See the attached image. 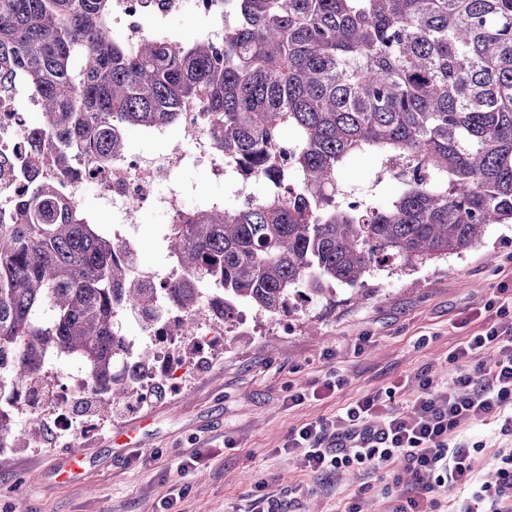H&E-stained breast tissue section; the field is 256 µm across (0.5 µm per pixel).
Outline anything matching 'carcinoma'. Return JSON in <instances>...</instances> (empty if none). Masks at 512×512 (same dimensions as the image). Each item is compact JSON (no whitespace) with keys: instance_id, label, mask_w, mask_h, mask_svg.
Returning a JSON list of instances; mask_svg holds the SVG:
<instances>
[{"instance_id":"obj_1","label":"carcinoma","mask_w":512,"mask_h":512,"mask_svg":"<svg viewBox=\"0 0 512 512\" xmlns=\"http://www.w3.org/2000/svg\"><path fill=\"white\" fill-rule=\"evenodd\" d=\"M224 42L166 35L130 46L112 0H0V92L25 79L40 100L23 185L0 223V394L35 383L49 355L80 362L106 395L138 394L114 373L112 317L169 295L182 336L201 286L230 327L240 309L289 314L377 269L461 255L512 224V0H217ZM207 112L214 143L265 189L203 207L165 230L185 277L145 288L118 243L68 195L125 151V127ZM376 160L356 192L341 176ZM397 190L385 201V178ZM11 433L28 448L34 418Z\"/></svg>"}]
</instances>
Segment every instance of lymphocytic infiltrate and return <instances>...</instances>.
I'll return each instance as SVG.
<instances>
[{
    "label": "lymphocytic infiltrate",
    "mask_w": 512,
    "mask_h": 512,
    "mask_svg": "<svg viewBox=\"0 0 512 512\" xmlns=\"http://www.w3.org/2000/svg\"><path fill=\"white\" fill-rule=\"evenodd\" d=\"M512 314L508 303L488 302L478 331L465 336L448 359L459 373L448 391L434 394L429 380L411 409L390 411L379 394L357 400L332 421H312L293 429L284 451L313 472H335L352 466H390L404 459L422 485L394 512H430L431 492L448 488L461 493L456 512H512V448L495 456L496 479L479 482L474 468L477 442L460 438L461 427L495 422L501 434H512V326L499 318ZM498 349L503 360L477 362L482 351Z\"/></svg>",
    "instance_id": "obj_1"
}]
</instances>
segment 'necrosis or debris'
Listing matches in <instances>:
<instances>
[{
  "instance_id": "1",
  "label": "necrosis or debris",
  "mask_w": 512,
  "mask_h": 512,
  "mask_svg": "<svg viewBox=\"0 0 512 512\" xmlns=\"http://www.w3.org/2000/svg\"><path fill=\"white\" fill-rule=\"evenodd\" d=\"M193 9L204 16L212 17L214 24L208 33L211 40L224 39L221 12L213 0H112V29L121 34L128 43L160 34L159 22L168 15L184 9ZM39 110L36 97L26 90H16L0 97V152H17L26 142L28 133L34 128V116ZM181 129L189 131L196 147L193 158L205 166L219 181L227 179L230 168L224 161L223 151L211 143L210 128L206 112L196 105L188 106L179 119ZM184 153H170L160 158H151L137 152L114 156L109 161L105 174L96 175L71 186L73 198H80L89 188L95 189L102 204L112 213V232L117 240L122 260L131 275L145 287L155 288L181 279L183 272L177 263H170L166 272L143 269L138 255V242L130 230L139 212L154 210L161 212L166 223H181L185 213L183 192L176 183V175L185 162ZM173 306L167 295H157L151 314L129 311L115 319L117 329L135 324L146 347L154 353L151 365L126 357H118L114 368L124 374L135 375L139 384L149 385L156 377H163L167 384H176L181 367L174 353L178 338L161 334L164 323L171 320ZM40 381L52 395L50 405H35L31 402L30 390H22L16 402L10 403L0 414V447L11 445L10 432L20 419L35 415L49 427L59 444L73 445L76 439L89 437L99 432L101 418H84L75 411L78 399L93 397L98 388L92 384L84 367L71 371L61 370L57 360L46 358L43 362Z\"/></svg>"
}]
</instances>
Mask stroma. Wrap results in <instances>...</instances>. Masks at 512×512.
Returning <instances> with one entry per match:
<instances>
[{
    "label": "stroma",
    "mask_w": 512,
    "mask_h": 512,
    "mask_svg": "<svg viewBox=\"0 0 512 512\" xmlns=\"http://www.w3.org/2000/svg\"><path fill=\"white\" fill-rule=\"evenodd\" d=\"M163 225L160 213L147 211L135 226L146 268L168 262ZM510 279L512 224H499L463 255L373 272L360 301L340 287L304 310L254 316L179 385L114 409L103 432L80 440L88 458L76 482L57 478L66 448L0 452V512H164L167 502L174 512H258V492L291 512H343L354 500L362 512H392L414 481L404 463L314 473L284 451L289 431L391 386L388 408L407 411L424 377L446 389L456 373L448 354L472 332L465 319ZM329 378L342 379L341 389L289 401V390ZM122 431L130 441H109ZM460 433L482 442L476 472L493 480L494 455L512 448V437L492 423Z\"/></svg>",
    "instance_id": "35a3bbf8"
}]
</instances>
